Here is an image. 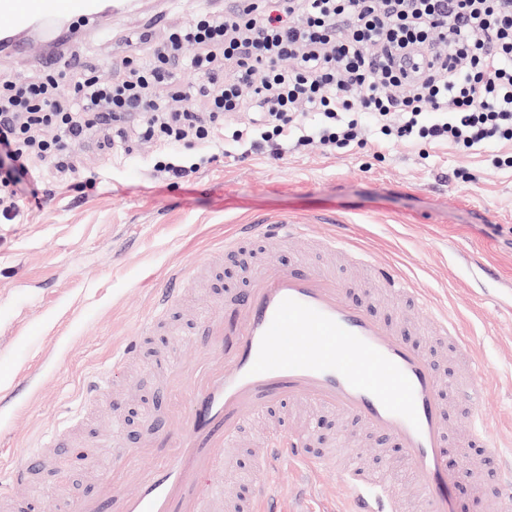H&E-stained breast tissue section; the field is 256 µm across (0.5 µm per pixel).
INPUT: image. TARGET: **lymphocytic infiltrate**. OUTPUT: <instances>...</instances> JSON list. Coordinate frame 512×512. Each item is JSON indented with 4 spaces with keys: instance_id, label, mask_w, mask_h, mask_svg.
Returning <instances> with one entry per match:
<instances>
[{
    "instance_id": "obj_1",
    "label": "lymphocytic infiltrate",
    "mask_w": 512,
    "mask_h": 512,
    "mask_svg": "<svg viewBox=\"0 0 512 512\" xmlns=\"http://www.w3.org/2000/svg\"><path fill=\"white\" fill-rule=\"evenodd\" d=\"M126 57L118 81L75 55L49 61L34 80L0 79V222L13 223L44 178L73 173L72 140L125 124L155 143L157 171L190 180L185 150L234 126L239 143L269 148L296 130L298 145L366 148L378 141L445 142L467 153L512 142V0H239L221 15L198 12L162 41ZM193 56H183L185 46ZM293 60L285 68V60ZM191 74L180 81L179 71Z\"/></svg>"
}]
</instances>
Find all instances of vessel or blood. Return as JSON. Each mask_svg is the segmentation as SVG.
<instances>
[{
	"label": "vessel or blood",
	"instance_id": "vessel-or-blood-1",
	"mask_svg": "<svg viewBox=\"0 0 512 512\" xmlns=\"http://www.w3.org/2000/svg\"><path fill=\"white\" fill-rule=\"evenodd\" d=\"M104 16L103 0H0V53L15 52L16 32L33 25H42L62 45L72 34L63 20ZM261 236L306 240L341 255L366 270L383 294L426 311L434 335L466 367L465 386L439 375L433 352L413 340L407 319L380 313L374 296L352 293L334 267L270 258L251 272L245 288L229 296L225 309L208 315L207 352L186 365L164 362L165 375L180 385L185 411L180 430L165 439V452L142 468L140 448L123 447L118 460L134 470L132 492L116 487L107 496L84 498L78 512H216L225 449L236 446L246 420L295 401L395 440L427 512H453L452 490L462 466L448 451L454 399L473 409L466 437L470 452L483 455L491 443V429L475 410L485 387L471 336L396 266L373 260L353 240L319 232L315 225L261 218L225 238L223 250L237 252L244 240ZM194 277V270L179 271L157 294L141 335L127 339L114 366L136 356L142 335L178 307ZM346 454L354 463L339 469L330 456L313 450L305 429L271 435L258 450L255 512H274V476L287 464L310 473L337 469L350 490L352 512H405L397 483L382 477L375 462H357V449ZM41 466L37 449L0 473V481L24 486Z\"/></svg>",
	"mask_w": 512,
	"mask_h": 512
}]
</instances>
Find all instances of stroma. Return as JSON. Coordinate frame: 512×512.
I'll list each match as a JSON object with an SVG mask.
<instances>
[{"mask_svg":"<svg viewBox=\"0 0 512 512\" xmlns=\"http://www.w3.org/2000/svg\"><path fill=\"white\" fill-rule=\"evenodd\" d=\"M231 0H135L131 10L82 26L67 43L110 80L134 54L128 37L188 22L200 9L221 13ZM502 146L461 153L445 143L404 141L373 154L356 148L329 152L318 145L286 147L280 159L227 144L203 148L208 158L187 183L159 182L154 147L104 150L102 137L74 142V177L51 181L41 207L23 208L0 223V470L12 455L41 446L63 419L78 411L86 380L109 373L110 385L53 456L28 496L33 512H66L96 492L113 440L146 446L141 466L158 457L161 434L173 433L160 357L182 362L201 349L202 314L228 291L244 287L253 254L283 261L297 244L254 240L222 257L207 275L198 264L225 235L259 216L302 224H342L366 250L388 260L413 286L435 296L470 336L483 361L480 412L502 448H512V168L494 165ZM197 268L191 291L146 340L140 354L113 369L112 354L147 318L154 294L177 271ZM314 428L320 447L350 435L357 448L399 451L390 441L351 427L333 414L284 408L244 427L232 449L225 495L246 503L255 495L247 476L257 459L253 441L289 419ZM473 459L454 493L456 512H495ZM313 512H349L350 494L335 472L313 476Z\"/></svg>","mask_w":512,"mask_h":512,"instance_id":"obj_1","label":"stroma"}]
</instances>
